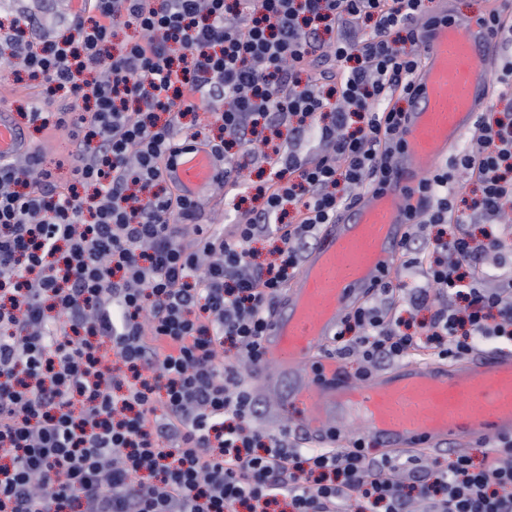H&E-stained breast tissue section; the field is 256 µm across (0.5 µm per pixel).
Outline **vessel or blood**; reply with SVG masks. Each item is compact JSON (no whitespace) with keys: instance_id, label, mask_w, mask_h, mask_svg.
<instances>
[{"instance_id":"obj_1","label":"vessel or blood","mask_w":512,"mask_h":512,"mask_svg":"<svg viewBox=\"0 0 512 512\" xmlns=\"http://www.w3.org/2000/svg\"><path fill=\"white\" fill-rule=\"evenodd\" d=\"M425 56L413 81L402 139L383 185L361 193L321 225L299 273L271 308L255 399L273 414L294 407L306 436L323 439L362 422L379 447L449 451L490 436H512V351L486 350L453 363L414 359L366 381L337 375L325 359L344 315L370 299L395 271L413 190L454 153L490 103L493 38L482 26L447 20L423 31ZM22 126L0 113V156L26 151ZM220 169L202 144L182 149L167 170L185 196L214 185Z\"/></svg>"}]
</instances>
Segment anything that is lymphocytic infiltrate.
<instances>
[{
	"label": "lymphocytic infiltrate",
	"instance_id": "1",
	"mask_svg": "<svg viewBox=\"0 0 512 512\" xmlns=\"http://www.w3.org/2000/svg\"><path fill=\"white\" fill-rule=\"evenodd\" d=\"M433 21L423 0H84L69 36L31 48L29 17L0 34L39 91L30 122L73 146L64 186L39 153L0 163V512H512L511 437L481 464L460 455L444 469L368 457L360 438L300 451L287 431L252 425L241 375L320 226L380 184L401 148L400 102ZM122 25L138 35L113 46ZM200 106L223 131L207 143L217 186L262 201L226 228L200 224L166 173L196 143L182 119ZM281 125L323 149L279 152L254 183ZM468 183L479 238L455 221ZM416 192L401 254L424 285L383 281L380 305L349 311L335 336L336 355L361 356V379L412 356L462 357L483 338L512 343V113L479 117ZM266 236L278 246L260 262L251 244ZM494 271L498 287H485ZM424 310L404 332V313Z\"/></svg>",
	"mask_w": 512,
	"mask_h": 512
}]
</instances>
